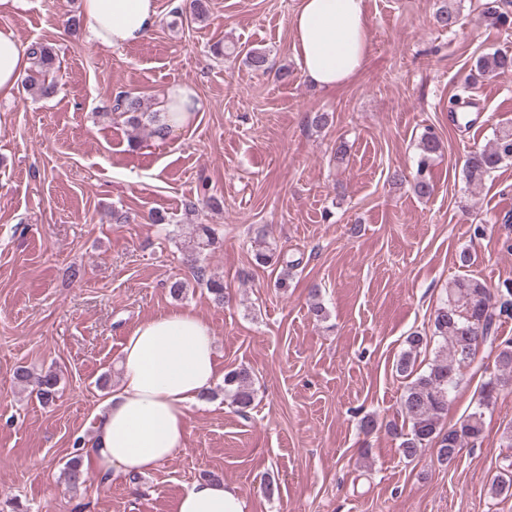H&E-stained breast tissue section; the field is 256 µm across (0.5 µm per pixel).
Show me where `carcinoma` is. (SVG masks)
<instances>
[{"label": "carcinoma", "instance_id": "1", "mask_svg": "<svg viewBox=\"0 0 512 512\" xmlns=\"http://www.w3.org/2000/svg\"><path fill=\"white\" fill-rule=\"evenodd\" d=\"M436 20L440 27L451 29L458 24L459 18L456 9L446 2L439 7ZM30 54L32 66L22 84L33 94L48 96L54 92L52 71L55 54L52 48L37 43L31 46ZM475 70L481 74H511L512 56L498 52L481 56L475 62ZM112 111L135 129H147L155 137L162 135L161 113L144 111L137 96L129 93L117 95ZM440 148L441 141L435 132L429 130L421 136L417 169L411 183L413 193L419 197H428L433 192L427 171ZM509 161H512L511 127L494 131L488 147L470 153L463 177L466 183L479 185L489 173ZM216 244L214 230L206 224L198 225L195 236L183 242L182 265L192 273L197 284L205 286L214 300L222 302L224 282L207 276L206 268L200 265L202 253ZM255 259L261 265L280 268L275 286L288 288L290 270L296 267L294 262L285 260L263 239L256 243ZM511 316L512 282L506 281L503 287L494 289L476 278H458L449 283L446 300L434 312L432 336L413 333L406 338L407 349L397 359L395 370L408 379L401 399V413L411 427L405 434L397 423L390 421L385 424L388 433L403 437L400 447L405 458L412 459L424 448L435 444L440 461L450 465L464 445L474 444L481 438L484 409L489 407L500 388L512 386V339L498 336L501 319ZM434 340L438 341V351L428 369L420 372L416 363L421 349ZM482 346L494 353L495 372L483 383L473 411L459 423L445 429L442 421L448 413L449 395L457 386L460 367L472 362ZM14 378L22 385L34 382L42 405L55 402L59 385L56 373L49 371L36 376L29 367L20 365L14 371ZM224 398L242 413L251 407L254 388L248 369L240 367L224 373ZM64 475L72 485L86 480L81 456L67 462Z\"/></svg>", "mask_w": 512, "mask_h": 512}]
</instances>
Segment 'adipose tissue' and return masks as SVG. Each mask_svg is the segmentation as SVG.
I'll return each instance as SVG.
<instances>
[{"label":"adipose tissue","mask_w":512,"mask_h":512,"mask_svg":"<svg viewBox=\"0 0 512 512\" xmlns=\"http://www.w3.org/2000/svg\"><path fill=\"white\" fill-rule=\"evenodd\" d=\"M88 34L98 45L120 49L146 40L159 22L157 0H81ZM292 50L303 78L328 90L362 68L369 43L365 0H298L291 21ZM14 30L0 27V98L13 97L30 66ZM195 91L174 84L164 95L168 132L192 123ZM122 375L95 432L83 441L86 466L101 476L140 475L182 453L187 416L204 403L220 378L215 338L189 308L175 307L140 321L121 349ZM177 512H245L237 489L221 480L197 481Z\"/></svg>","instance_id":"obj_1"}]
</instances>
